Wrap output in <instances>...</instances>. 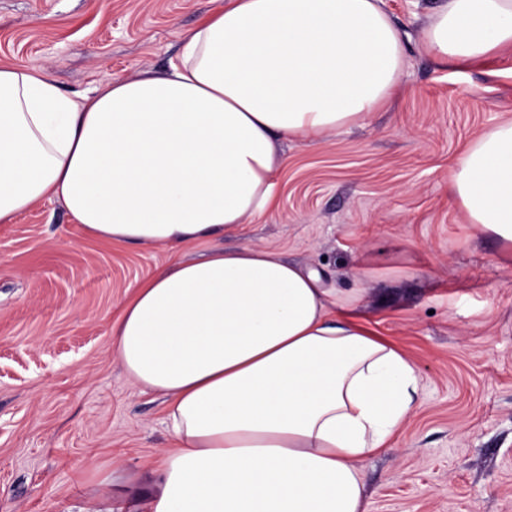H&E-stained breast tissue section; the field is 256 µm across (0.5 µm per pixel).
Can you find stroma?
<instances>
[{
  "label": "stroma",
  "mask_w": 512,
  "mask_h": 512,
  "mask_svg": "<svg viewBox=\"0 0 512 512\" xmlns=\"http://www.w3.org/2000/svg\"><path fill=\"white\" fill-rule=\"evenodd\" d=\"M442 0H384L409 36L401 91L365 126L286 141L277 206L226 233L317 272L418 377L392 447L360 468L371 512H512V244L470 224L457 158L512 120V49L439 65L418 50ZM216 0H0V61L66 94L166 67ZM163 248L96 242L62 203L0 224V512H80L106 477L149 478L160 397L110 348Z\"/></svg>",
  "instance_id": "35a3bbf8"
}]
</instances>
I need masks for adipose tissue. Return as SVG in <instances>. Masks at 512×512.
Segmentation results:
<instances>
[{"mask_svg":"<svg viewBox=\"0 0 512 512\" xmlns=\"http://www.w3.org/2000/svg\"><path fill=\"white\" fill-rule=\"evenodd\" d=\"M383 0H224L161 73L63 93L0 63V224L62 202L106 242L180 250L111 328L171 435L131 512H371L359 464L415 408L409 359L336 291L258 246L220 240L277 204L287 140L364 125L409 61ZM512 47V0H444L419 48L439 64ZM470 223L512 243V121L459 156Z\"/></svg>","mask_w":512,"mask_h":512,"instance_id":"ef3b65f1","label":"adipose tissue"}]
</instances>
